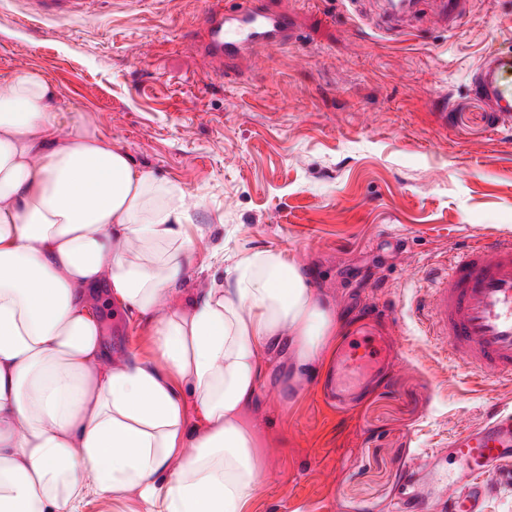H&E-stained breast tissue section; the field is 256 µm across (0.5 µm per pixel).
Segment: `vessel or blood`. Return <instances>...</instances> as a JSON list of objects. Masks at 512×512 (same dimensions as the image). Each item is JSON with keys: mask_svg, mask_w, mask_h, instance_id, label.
I'll list each match as a JSON object with an SVG mask.
<instances>
[{"mask_svg": "<svg viewBox=\"0 0 512 512\" xmlns=\"http://www.w3.org/2000/svg\"><path fill=\"white\" fill-rule=\"evenodd\" d=\"M464 0H437L436 21L455 26ZM23 14L40 20L96 18L101 0H22ZM207 38L200 49L216 60L276 49L290 38L289 17L259 8L258 0H240L225 9L224 0H206ZM479 94L497 111L512 112V49L483 57L475 68ZM425 333L444 360L460 362L478 380H512V238L475 242L444 258L431 272L430 287L416 305ZM387 340L360 329L340 346L334 369L322 387L324 398L345 408L354 391L351 378L364 366L391 365ZM448 466L427 460L437 481L448 486V512H485L488 479L512 461V408L488 411L484 419L448 440ZM407 512H432L434 497L409 466L400 488Z\"/></svg>", "mask_w": 512, "mask_h": 512, "instance_id": "vessel-or-blood-1", "label": "vessel or blood"}]
</instances>
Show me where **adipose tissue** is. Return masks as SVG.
Here are the masks:
<instances>
[{"mask_svg": "<svg viewBox=\"0 0 512 512\" xmlns=\"http://www.w3.org/2000/svg\"><path fill=\"white\" fill-rule=\"evenodd\" d=\"M36 69L0 82V512H245L270 362L300 390L339 338L283 251L243 250L187 303L177 193ZM149 324L155 359L113 358L99 316Z\"/></svg>", "mask_w": 512, "mask_h": 512, "instance_id": "adipose-tissue-1", "label": "adipose tissue"}]
</instances>
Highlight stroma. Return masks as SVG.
Masks as SVG:
<instances>
[{
  "mask_svg": "<svg viewBox=\"0 0 512 512\" xmlns=\"http://www.w3.org/2000/svg\"><path fill=\"white\" fill-rule=\"evenodd\" d=\"M422 0L413 29L379 26L381 0H269L298 34L225 63L196 43L204 0H104L92 20L22 21L0 0V79L43 71L134 163L181 192L198 264L182 300L223 256L283 250L334 305L393 309L399 368L350 409L315 384L271 377L272 443L249 512H395L410 460L512 404V381L478 383L444 361L415 316L427 273L484 234L512 235V129L474 94L485 53L512 47V0H471L455 28ZM114 355L153 356L149 327L102 304Z\"/></svg>",
  "mask_w": 512,
  "mask_h": 512,
  "instance_id": "stroma-1",
  "label": "stroma"
}]
</instances>
